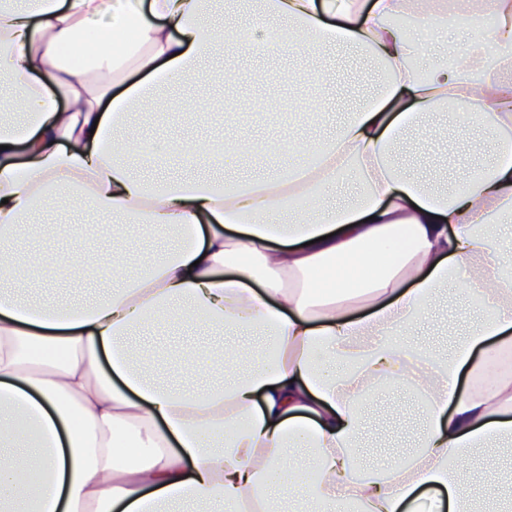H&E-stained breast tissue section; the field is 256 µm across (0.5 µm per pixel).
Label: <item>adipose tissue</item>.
Instances as JSON below:
<instances>
[{
  "mask_svg": "<svg viewBox=\"0 0 512 512\" xmlns=\"http://www.w3.org/2000/svg\"><path fill=\"white\" fill-rule=\"evenodd\" d=\"M261 2L239 22L244 45L211 23L212 0H0V512H281L294 494L313 512H414L424 493L435 512H472L457 469L512 440V371L489 370L512 350V0ZM462 9L478 41L448 63L436 46L424 64L391 25ZM336 45L375 60L380 87L327 140H274L294 158L285 173L139 177L258 162L249 139L137 149L132 111L170 106L203 58ZM440 115L472 135L460 175L411 176L403 153L440 135ZM488 142L493 161L474 163ZM60 202L172 228L180 244L132 263L122 237L105 255L75 239L77 263L115 288L90 304L25 299L46 255L18 241L33 206ZM449 287L468 327L413 363L395 337ZM187 324L262 343L224 385H171L156 371L212 376L226 354L131 338ZM390 385L421 397L419 451L372 468L364 398Z\"/></svg>",
  "mask_w": 512,
  "mask_h": 512,
  "instance_id": "obj_1",
  "label": "adipose tissue"
}]
</instances>
